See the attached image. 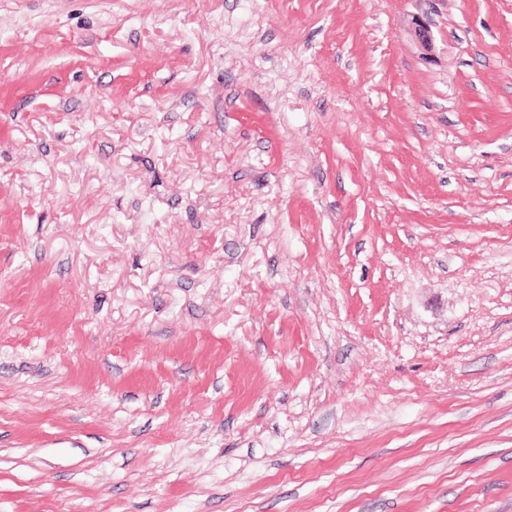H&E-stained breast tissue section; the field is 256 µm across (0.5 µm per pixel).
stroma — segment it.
Segmentation results:
<instances>
[{"mask_svg":"<svg viewBox=\"0 0 512 512\" xmlns=\"http://www.w3.org/2000/svg\"><path fill=\"white\" fill-rule=\"evenodd\" d=\"M0 512H512V0H0Z\"/></svg>","mask_w":512,"mask_h":512,"instance_id":"35a3bbf8","label":"stroma"}]
</instances>
